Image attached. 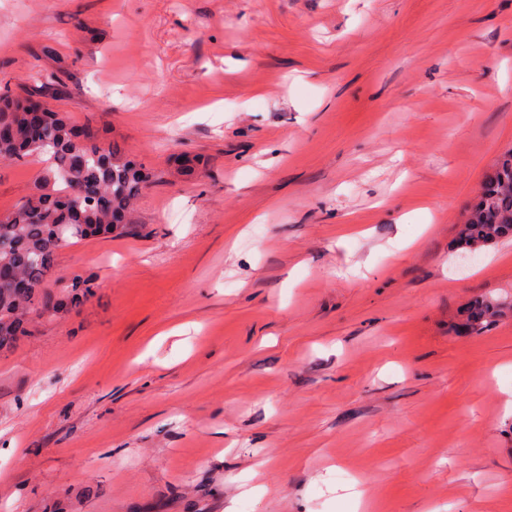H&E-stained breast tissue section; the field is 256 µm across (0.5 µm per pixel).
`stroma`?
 Instances as JSON below:
<instances>
[{"label": "stroma", "instance_id": "1", "mask_svg": "<svg viewBox=\"0 0 512 512\" xmlns=\"http://www.w3.org/2000/svg\"><path fill=\"white\" fill-rule=\"evenodd\" d=\"M1 83L156 178L0 350V512H512V309L452 329L512 301V240L454 254L512 0H0ZM40 170L0 162V216ZM505 303L499 298L478 294L471 298L458 325L470 329L469 334H481L496 317L500 316Z\"/></svg>", "mask_w": 512, "mask_h": 512}]
</instances>
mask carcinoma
Segmentation results:
<instances>
[{"instance_id":"1","label":"carcinoma","mask_w":512,"mask_h":512,"mask_svg":"<svg viewBox=\"0 0 512 512\" xmlns=\"http://www.w3.org/2000/svg\"><path fill=\"white\" fill-rule=\"evenodd\" d=\"M30 95L11 94L3 86L0 126L11 134L0 136V161L27 163L46 160L34 191L0 223V349L16 344L26 334L28 314L53 315L59 307L45 291L55 252L71 239L119 236L129 228L132 201L153 179L119 144L104 142L89 126L73 123L69 113H43L44 135H29V113L23 106ZM512 237V152L498 162L486 179L478 202L462 225L456 247L474 257L502 239ZM68 287L77 304L92 294L91 276L75 274ZM504 302L478 294L471 298L460 325L472 334L483 333L500 316Z\"/></svg>"}]
</instances>
